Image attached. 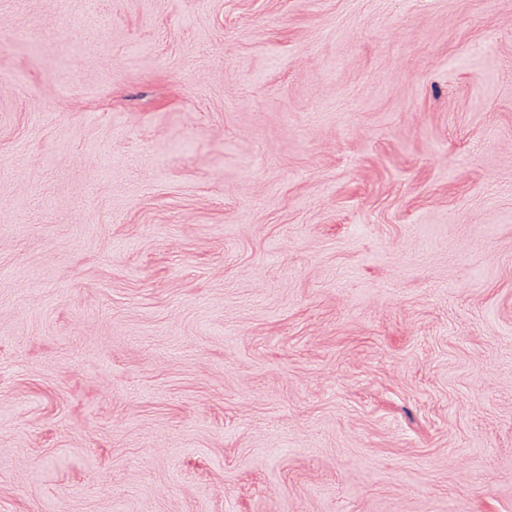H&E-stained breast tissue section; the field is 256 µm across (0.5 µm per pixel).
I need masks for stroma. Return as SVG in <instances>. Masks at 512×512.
Returning a JSON list of instances; mask_svg holds the SVG:
<instances>
[{"label": "stroma", "mask_w": 512, "mask_h": 512, "mask_svg": "<svg viewBox=\"0 0 512 512\" xmlns=\"http://www.w3.org/2000/svg\"><path fill=\"white\" fill-rule=\"evenodd\" d=\"M0 512H512V0H0Z\"/></svg>", "instance_id": "35a3bbf8"}]
</instances>
